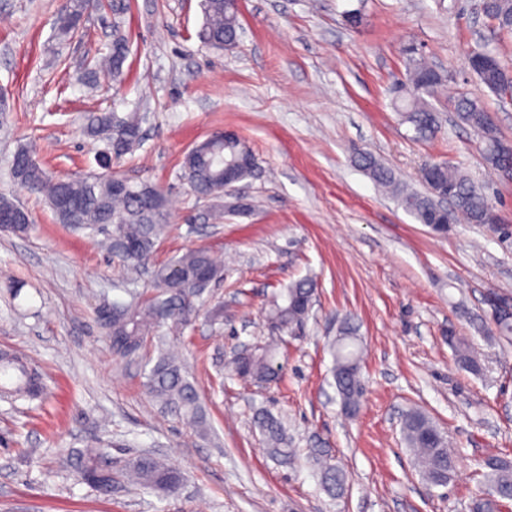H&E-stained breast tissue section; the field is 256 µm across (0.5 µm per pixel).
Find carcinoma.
Masks as SVG:
<instances>
[{"label": "carcinoma", "mask_w": 512, "mask_h": 512, "mask_svg": "<svg viewBox=\"0 0 512 512\" xmlns=\"http://www.w3.org/2000/svg\"><path fill=\"white\" fill-rule=\"evenodd\" d=\"M485 16L498 29L512 30V0H482ZM109 8L112 15L126 13V0H63L56 31L60 39L71 37L82 15L88 11ZM204 22L198 32L200 41L221 49L233 45L239 28L237 11L226 0H203ZM129 54L128 38L117 24L112 25L109 53L86 71L93 82L97 69L106 68L112 80L122 82ZM406 81L396 83V104L404 121L416 135L428 137L439 125L437 111L429 99L438 95L447 76L435 66L407 52ZM479 81L492 93L512 87V73L502 65L476 73ZM457 119L470 127L483 144V159L490 167L501 170L512 165V142L500 135L499 129L484 107L475 99L458 94L454 99ZM87 133L106 145L109 153L119 157L133 151L140 143V117L130 112L123 117L114 112H92L87 117ZM354 161L378 186L386 189L398 204L416 221L436 234L439 225L436 199L449 198L453 219L468 224L484 225L497 238L512 241V224L490 225L495 208L483 187L476 185L462 171L446 161L429 164L423 174L426 191L407 189L394 172L372 154L358 150ZM182 169L190 187L213 202L224 198V174L243 181L254 173V167L243 159L238 137L230 133L224 140H211L197 152H186ZM10 175L14 181L45 203L61 224L75 229H88L108 235L112 253L129 267L152 269L154 291L132 297L129 302H114L96 310V322L109 342L112 354L127 358L152 347L158 356L146 373L145 387L164 409L186 420L195 428L203 427L205 415L195 386L187 379L183 366L166 348V338L159 328L167 321L183 326L199 310L198 302L206 288L224 275V266L205 248L185 251L167 264L152 262V254L163 230L164 196L147 184H126L122 191L107 177L73 179L51 175L27 148L18 149L12 158ZM316 287L308 279L291 283L283 302H275L266 313L273 333L292 334L301 327L315 302ZM448 345L463 368L478 374L482 366L469 341L448 332ZM332 375L340 405L348 416L356 414L363 393L359 329L347 316L342 321L338 338L331 343ZM278 344L271 341L255 344L239 352L232 361V375L257 383L279 380L282 365L276 362ZM47 389L38 367L25 356L11 351L0 352V398L38 400ZM269 454L283 465L297 461V450L288 447V437L281 422L268 414L257 416ZM402 440L414 455L421 478L431 487H444L453 479L457 460L437 424L418 409L403 415ZM114 445L94 442L78 452L77 471L83 483L93 491L112 495L120 481H128L145 489L173 492L181 485V473L152 455H141L116 465ZM308 459L316 469L320 484L331 496L342 494L346 484L344 470L328 461L326 451L313 448ZM486 490L472 503L473 512H507L512 508V460L490 455L479 463Z\"/></svg>", "instance_id": "1"}]
</instances>
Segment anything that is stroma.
Masks as SVG:
<instances>
[{"instance_id":"35a3bbf8","label":"stroma","mask_w":512,"mask_h":512,"mask_svg":"<svg viewBox=\"0 0 512 512\" xmlns=\"http://www.w3.org/2000/svg\"><path fill=\"white\" fill-rule=\"evenodd\" d=\"M61 0H0V193L31 214L32 231H0V350L25 352L45 375L43 400H0V512H471L483 487L476 463L512 458V342L490 331L489 293L512 295V246L485 227L433 233L409 216L352 161L373 154L413 189L424 161L446 160L483 186L502 223L512 224V180L482 160V143L456 122L450 93L482 100L512 141V101L491 93L467 66L477 47L512 68V32L498 30L478 0H239L238 41L222 50L199 41L201 0H129L126 78L83 65L107 54L113 17L93 11L81 35L55 36ZM360 9L349 26L345 14ZM416 46L452 78L434 101L442 128L419 139L394 105L392 86ZM140 112L143 139L113 159L112 173L158 187L165 263L202 247L224 261L204 294L224 321L205 315L169 334L206 408L199 432L152 403L147 353L113 356L97 307L151 289L150 278L112 253L104 234L57 223L8 174L23 145L57 176L96 172L103 142L84 131L88 113ZM238 133L258 169L238 183L248 213L213 219V204L182 177L185 153L216 130ZM311 279L316 302L288 337L281 379L261 387L231 376L243 345L266 340L265 313L288 284ZM355 314L365 393L343 414L330 343ZM468 337L482 371L457 364L449 330ZM416 408L455 450L445 487L422 482L405 447L401 417ZM284 424L299 460L284 466L254 422ZM112 441L117 461L149 452L179 469L177 492L115 486L102 497L82 483L78 449ZM326 449L347 475L331 498L305 457Z\"/></svg>"}]
</instances>
